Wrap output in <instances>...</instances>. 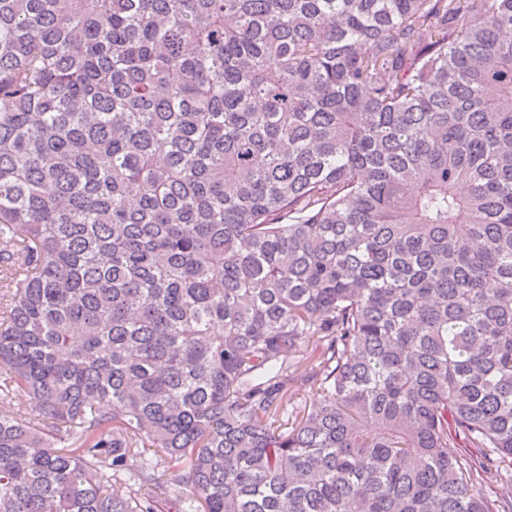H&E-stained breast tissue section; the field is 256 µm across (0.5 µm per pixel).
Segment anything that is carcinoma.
<instances>
[{"label": "carcinoma", "mask_w": 512, "mask_h": 512, "mask_svg": "<svg viewBox=\"0 0 512 512\" xmlns=\"http://www.w3.org/2000/svg\"><path fill=\"white\" fill-rule=\"evenodd\" d=\"M507 30L0 0V512H512Z\"/></svg>", "instance_id": "1"}]
</instances>
